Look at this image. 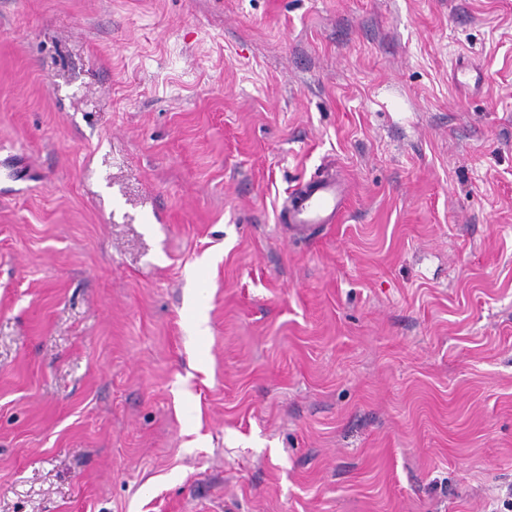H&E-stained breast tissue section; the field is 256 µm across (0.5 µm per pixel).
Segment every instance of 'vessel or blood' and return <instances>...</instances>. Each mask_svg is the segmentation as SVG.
<instances>
[{
    "label": "vessel or blood",
    "mask_w": 512,
    "mask_h": 512,
    "mask_svg": "<svg viewBox=\"0 0 512 512\" xmlns=\"http://www.w3.org/2000/svg\"><path fill=\"white\" fill-rule=\"evenodd\" d=\"M345 202L335 178L313 179L291 192L286 220L301 233L317 224H335L342 216Z\"/></svg>",
    "instance_id": "1"
}]
</instances>
